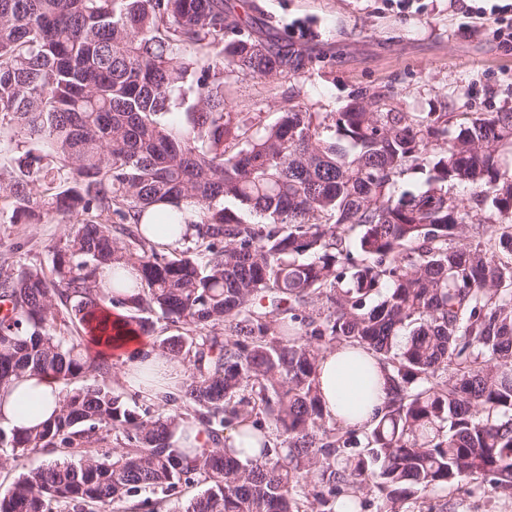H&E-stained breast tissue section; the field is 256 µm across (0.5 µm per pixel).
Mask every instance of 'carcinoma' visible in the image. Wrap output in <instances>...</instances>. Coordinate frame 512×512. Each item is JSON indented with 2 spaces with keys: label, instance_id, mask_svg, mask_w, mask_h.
I'll return each mask as SVG.
<instances>
[{
  "label": "carcinoma",
  "instance_id": "1",
  "mask_svg": "<svg viewBox=\"0 0 512 512\" xmlns=\"http://www.w3.org/2000/svg\"><path fill=\"white\" fill-rule=\"evenodd\" d=\"M316 62L224 0H0V128L24 146L0 199L25 224L70 225L49 269L0 264V388L85 379L51 420L0 428L1 469L55 454L0 512H159L142 493L195 482L176 512H336L368 494L405 512L471 483L512 497V111L401 112L359 92L321 113L293 91L256 130L230 110L226 76ZM418 170L424 187L398 192ZM182 224V250L148 238ZM116 307L129 333L180 330L151 342L191 370L158 411L128 407L112 354H88L114 339ZM333 344L372 350L392 386L360 435L316 387ZM189 419L212 443L194 458L170 445ZM243 425L260 445L248 464L221 448Z\"/></svg>",
  "mask_w": 512,
  "mask_h": 512
}]
</instances>
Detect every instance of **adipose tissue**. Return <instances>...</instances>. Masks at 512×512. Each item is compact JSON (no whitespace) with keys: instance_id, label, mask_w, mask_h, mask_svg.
Here are the masks:
<instances>
[{"instance_id":"1","label":"adipose tissue","mask_w":512,"mask_h":512,"mask_svg":"<svg viewBox=\"0 0 512 512\" xmlns=\"http://www.w3.org/2000/svg\"><path fill=\"white\" fill-rule=\"evenodd\" d=\"M115 361L124 367L125 390L154 402L177 392L185 378L183 364L152 349L148 338L121 337ZM317 382L325 413L342 426L368 428L392 396L379 360L360 346L323 351ZM61 383L51 375L24 374L0 389V428L24 430L50 419L58 408Z\"/></svg>"}]
</instances>
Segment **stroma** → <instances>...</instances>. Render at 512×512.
<instances>
[{
  "mask_svg": "<svg viewBox=\"0 0 512 512\" xmlns=\"http://www.w3.org/2000/svg\"><path fill=\"white\" fill-rule=\"evenodd\" d=\"M257 34L324 57L294 80L232 79L236 112L273 121L287 89L313 112L339 111L357 91H394L406 112L512 110V44H499L475 0H247ZM0 207V254L13 266L48 265L63 225L15 224ZM418 512H512V498L489 484L421 494Z\"/></svg>",
  "mask_w": 512,
  "mask_h": 512,
  "instance_id": "1",
  "label": "stroma"
}]
</instances>
